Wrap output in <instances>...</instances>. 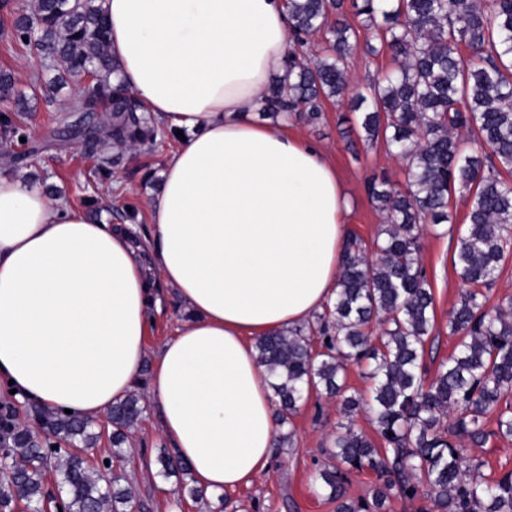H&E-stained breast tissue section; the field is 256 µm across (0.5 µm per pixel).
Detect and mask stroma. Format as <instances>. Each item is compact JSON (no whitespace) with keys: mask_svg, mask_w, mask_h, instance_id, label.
Returning <instances> with one entry per match:
<instances>
[{"mask_svg":"<svg viewBox=\"0 0 512 512\" xmlns=\"http://www.w3.org/2000/svg\"><path fill=\"white\" fill-rule=\"evenodd\" d=\"M12 21L9 12L0 11V68L14 71L19 88L29 99L30 110L23 120L30 145L39 149L35 160L19 165V172L36 178L58 199L84 209L90 218L130 223L138 235H147L150 220L146 203L158 190L161 170L177 149V139H170L154 152L142 148L125 153L120 163L112 166L110 178H98L95 161L79 135L66 130L74 119L66 107L76 97L77 85L54 90L40 58L13 43ZM340 111L336 102H326L325 117L319 125L292 120L288 130L328 150L348 196L351 233L368 245L379 234L384 216L371 202L365 182L381 172L393 182L403 181L404 164L381 144L349 151L337 125ZM449 211L451 222L425 225L422 238V260L436 311V329L427 343L424 364L431 375L459 342L448 328V317L464 289L453 257L458 232L467 223L465 196L453 194ZM343 419L335 399L310 393L291 418L296 430L294 446L275 449L266 474L250 486L221 495L208 494L200 500H178L176 478L161 476L157 458L168 442L160 433L153 410H146L132 429L123 458L111 459L112 447L105 437L98 441L96 451L98 458L110 460L122 484L131 488L133 512H336L335 502L318 485V472L335 464L330 455L332 436L337 422Z\"/></svg>","mask_w":512,"mask_h":512,"instance_id":"obj_1","label":"stroma"}]
</instances>
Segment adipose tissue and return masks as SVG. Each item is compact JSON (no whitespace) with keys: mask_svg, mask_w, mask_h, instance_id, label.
<instances>
[{"mask_svg":"<svg viewBox=\"0 0 512 512\" xmlns=\"http://www.w3.org/2000/svg\"><path fill=\"white\" fill-rule=\"evenodd\" d=\"M105 9L122 78L185 140L143 237L0 171V392L98 420L137 384L152 315L173 297L184 315L149 401L199 486L233 491L268 471L278 436L253 340L333 301L347 193L322 149L256 113L292 45L284 0Z\"/></svg>","mask_w":512,"mask_h":512,"instance_id":"1","label":"adipose tissue"}]
</instances>
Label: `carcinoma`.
<instances>
[{"label":"carcinoma","mask_w":512,"mask_h":512,"mask_svg":"<svg viewBox=\"0 0 512 512\" xmlns=\"http://www.w3.org/2000/svg\"><path fill=\"white\" fill-rule=\"evenodd\" d=\"M105 0H35L15 9V41L36 47L58 78H94L70 104L86 113L85 144L117 151L162 147L159 122L130 93L109 51ZM294 49L286 72L265 98L270 115L318 124L326 101L349 94L347 73L356 42L348 8L376 31L394 68L369 78L352 97L360 139L379 141L405 163V181L374 175L367 192L385 213L373 241L349 237L336 297L307 326L261 336L258 360L273 378L277 422L284 425L304 394L324 393L347 417L370 414L373 434L339 423L336 466L319 474L336 512H387L392 498L421 499V512H512V472L482 473L470 455L491 437L512 438V415L498 412L512 395V300L486 306L490 285L512 242V0H285ZM326 54L313 63L299 49L315 35ZM0 135L27 137L18 123L27 99L13 73L0 70ZM467 194L468 224L457 238L454 266L467 289L448 323L461 341L435 376L422 371L425 343L436 328L433 295L421 259L422 225L450 222L452 193ZM320 338L313 349L312 335ZM368 362L370 397L347 394L349 363ZM146 406L131 393L112 404V457L125 452L128 434ZM498 413L496 429L488 417ZM35 426L0 414V512L42 507L48 474L57 476L66 512H127L131 489L104 474L93 457V422L37 404ZM160 474L186 475L188 464L170 454ZM368 470L378 485L358 501L346 498L353 471Z\"/></svg>","instance_id":"carcinoma-1"}]
</instances>
